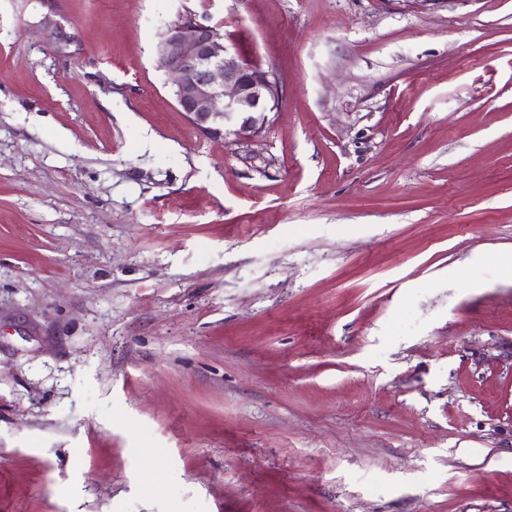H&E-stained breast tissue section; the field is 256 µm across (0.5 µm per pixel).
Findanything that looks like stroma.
I'll return each mask as SVG.
<instances>
[{
	"mask_svg": "<svg viewBox=\"0 0 512 512\" xmlns=\"http://www.w3.org/2000/svg\"><path fill=\"white\" fill-rule=\"evenodd\" d=\"M507 248L512 0H0V512H512ZM219 30L182 17L163 33L157 63L171 77L181 111L198 128L248 147L270 125L280 83L276 74L244 63Z\"/></svg>",
	"mask_w": 512,
	"mask_h": 512,
	"instance_id": "1",
	"label": "stroma"
}]
</instances>
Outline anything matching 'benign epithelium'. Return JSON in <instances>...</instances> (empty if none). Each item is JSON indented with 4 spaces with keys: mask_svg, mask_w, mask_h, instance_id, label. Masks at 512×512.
I'll use <instances>...</instances> for the list:
<instances>
[{
    "mask_svg": "<svg viewBox=\"0 0 512 512\" xmlns=\"http://www.w3.org/2000/svg\"><path fill=\"white\" fill-rule=\"evenodd\" d=\"M157 63L171 77L181 111L207 134L249 146L277 111L276 74L244 63L217 27L193 16L167 27Z\"/></svg>",
    "mask_w": 512,
    "mask_h": 512,
    "instance_id": "obj_1",
    "label": "benign epithelium"
}]
</instances>
